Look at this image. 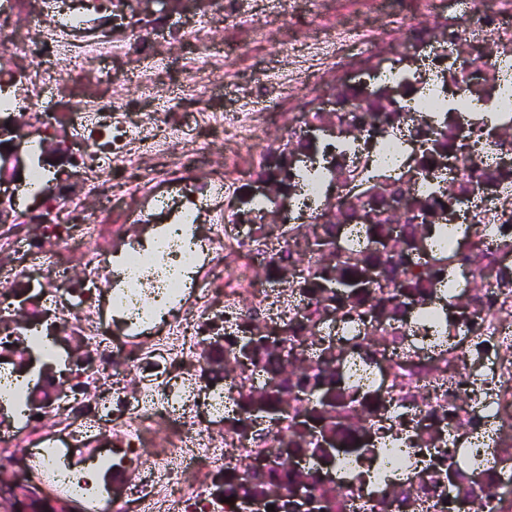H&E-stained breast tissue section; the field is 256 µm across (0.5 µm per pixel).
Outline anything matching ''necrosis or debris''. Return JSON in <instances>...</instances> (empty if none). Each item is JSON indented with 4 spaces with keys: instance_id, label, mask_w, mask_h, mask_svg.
I'll use <instances>...</instances> for the list:
<instances>
[{
    "instance_id": "necrosis-or-debris-1",
    "label": "necrosis or debris",
    "mask_w": 512,
    "mask_h": 512,
    "mask_svg": "<svg viewBox=\"0 0 512 512\" xmlns=\"http://www.w3.org/2000/svg\"><path fill=\"white\" fill-rule=\"evenodd\" d=\"M166 2L0 0L11 497L27 512H239L276 491L289 512H512V0ZM216 22L244 34L238 53L213 43ZM161 38L186 49L164 105ZM275 44L293 67L254 71L225 111V84ZM279 110L292 118L265 138ZM387 153L413 174L418 223L465 230L446 250L424 237L381 285L401 227L391 192L367 189ZM287 173V196L266 193ZM311 223L344 282L328 294L320 256L299 251ZM443 266L461 296H444ZM249 336L264 347L227 373ZM272 350L301 374L268 366ZM391 435L395 478L380 474Z\"/></svg>"
}]
</instances>
